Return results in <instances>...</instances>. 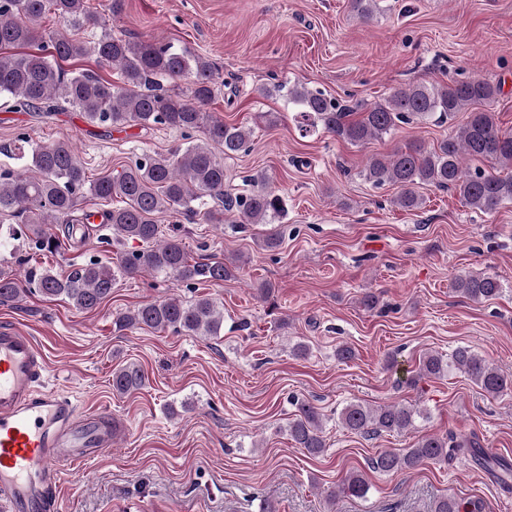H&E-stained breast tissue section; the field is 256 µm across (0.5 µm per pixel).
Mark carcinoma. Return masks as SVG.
Here are the masks:
<instances>
[{"label":"carcinoma","mask_w":512,"mask_h":512,"mask_svg":"<svg viewBox=\"0 0 512 512\" xmlns=\"http://www.w3.org/2000/svg\"><path fill=\"white\" fill-rule=\"evenodd\" d=\"M123 7V0H104L103 13L95 14L85 0H0V97H10L16 106L37 112L69 108L92 124L115 130L161 126L181 132L186 139L167 154L143 153L121 170L91 180L69 143H40L20 136L13 153L19 160L31 158L36 175L0 171V214L20 218L27 231L18 233L0 225V252L15 253L19 239L21 246L30 250L56 248L57 240L48 232L53 224L67 225V238L82 242L86 225L96 214L84 206L89 195L112 203L103 210L112 233L122 243L142 244V249L121 256L113 267L91 261L64 277L42 267L27 268L22 281L0 273V301L34 291L45 297L65 298L79 310L92 311L111 295L116 280L123 276L149 272L181 283L228 280L234 277L235 267L222 260L190 262L177 236L160 237L155 216L174 211L222 224L227 212L237 216L240 224H271L281 211V199L263 172L250 176L249 193L234 197L224 193V160L247 149L253 130L226 124L207 112L217 87L218 68L207 58L169 43L127 39L107 30L106 16L119 15ZM48 14L75 27H101L103 31L96 40L83 42L43 28L42 20ZM36 41L40 42L37 53L9 52ZM86 56L118 70L121 83L62 66ZM275 89L299 112L305 131L320 130L358 146L391 136L399 124L414 118L444 124L457 112L492 101L500 87L478 78L453 80L446 85L412 84L394 89L359 113L298 82L281 83ZM195 132L200 137L193 138ZM486 162L512 168V134L500 129L494 113L479 111L470 113L454 135L432 148L416 142L371 157L361 176L376 187L398 188L394 204L405 210L423 205L417 188L426 185L451 189L465 205L491 214L512 204V175L488 171L482 167ZM455 288L473 301L502 293L501 281L491 274L460 275ZM223 323L224 312L209 297L192 301L170 297L141 305L114 320L119 330L146 326L195 336H217ZM453 372L466 374L490 397L512 389L511 371H503L465 346L448 356L423 357L409 385L415 387L423 378L442 379ZM144 383V372L136 364L112 372V391L120 395L134 392ZM292 405L295 410L287 425L289 438L308 454H321L326 448L323 415L309 400L294 398ZM420 418V408L412 403L371 407L349 402L336 412L339 425L364 436L414 429ZM461 454L497 472L503 483L512 476V465L488 455L479 437L459 439L452 434H424L413 447L401 452L381 450L368 467L374 472L398 474ZM370 488L365 474L353 471L327 492L326 501L333 505L344 497L364 498ZM430 510L482 512L483 505L478 500L446 495L435 499Z\"/></svg>","instance_id":"carcinoma-1"}]
</instances>
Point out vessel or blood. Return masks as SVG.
Wrapping results in <instances>:
<instances>
[{"instance_id":"b4317fda","label":"vessel or blood","mask_w":512,"mask_h":512,"mask_svg":"<svg viewBox=\"0 0 512 512\" xmlns=\"http://www.w3.org/2000/svg\"><path fill=\"white\" fill-rule=\"evenodd\" d=\"M46 373L31 337L0 330V512H55L58 464L112 450L104 420L78 422L73 401L44 387Z\"/></svg>"}]
</instances>
